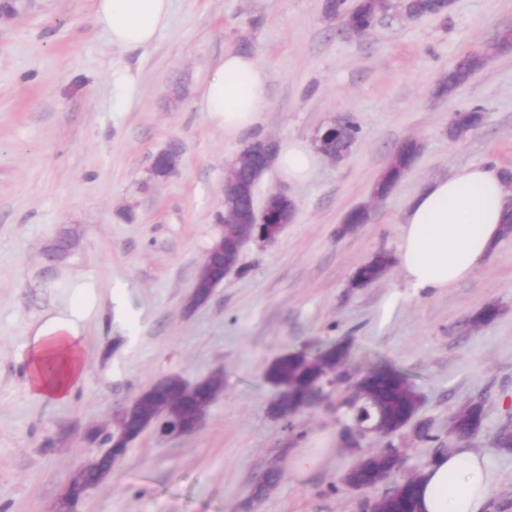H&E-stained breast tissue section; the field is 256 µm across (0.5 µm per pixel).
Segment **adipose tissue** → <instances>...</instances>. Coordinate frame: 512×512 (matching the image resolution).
I'll list each match as a JSON object with an SVG mask.
<instances>
[{
  "label": "adipose tissue",
  "mask_w": 512,
  "mask_h": 512,
  "mask_svg": "<svg viewBox=\"0 0 512 512\" xmlns=\"http://www.w3.org/2000/svg\"><path fill=\"white\" fill-rule=\"evenodd\" d=\"M172 0H95L94 17L112 44L136 50L152 43L170 19ZM268 74L251 54L229 51L198 89L194 106L223 127L225 136L252 132L270 106ZM315 150L303 143L280 145L275 168L287 179H308ZM506 187L496 165L458 169L419 190L403 213L399 251L404 279L443 291L478 271L500 243ZM81 306L47 320L21 356L28 385L38 397L67 400L85 376L79 323ZM421 512H481L492 485L483 458L468 450L437 456L420 481Z\"/></svg>",
  "instance_id": "adipose-tissue-1"
}]
</instances>
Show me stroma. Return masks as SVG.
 Returning a JSON list of instances; mask_svg holds the SVG:
<instances>
[{
    "instance_id": "obj_1",
    "label": "stroma",
    "mask_w": 512,
    "mask_h": 512,
    "mask_svg": "<svg viewBox=\"0 0 512 512\" xmlns=\"http://www.w3.org/2000/svg\"><path fill=\"white\" fill-rule=\"evenodd\" d=\"M325 0H174L168 25L135 51L110 42L94 0H0V512H52L73 473L100 451L86 432L156 380L224 372V392L195 433L150 430L78 512H365L388 484L344 481L366 436L348 447L345 387L293 419L274 415L266 367L284 353L348 345L357 378L380 362L403 371L422 400L407 427L400 476L422 473L448 442V421L482 403L481 431L462 449L484 457L492 495L485 512H512V237L472 277L442 292L408 284L399 265L357 286L374 254L398 255L402 213L427 181L460 168H512V49L487 53L512 28V0H453L447 13L386 17L348 37L324 18ZM249 43L268 71L271 107L252 136L311 143L316 128L351 113L361 126L348 157L318 158L305 182L269 172L259 195L297 204L277 243L246 244L238 270L192 312L184 304L224 212V173L248 144L193 106L225 52ZM484 66L453 94L441 82L462 55ZM478 107L482 123L450 139L453 112ZM420 147L385 199L372 189L404 142ZM183 148L178 171L152 173L155 156ZM370 208L357 232L336 228ZM64 257L47 252L63 232ZM90 298L81 323L86 375L63 402L28 390L21 353L49 318ZM488 306L497 314L475 324ZM324 442L321 467L288 468L293 449ZM279 480L260 489L270 469Z\"/></svg>"
}]
</instances>
